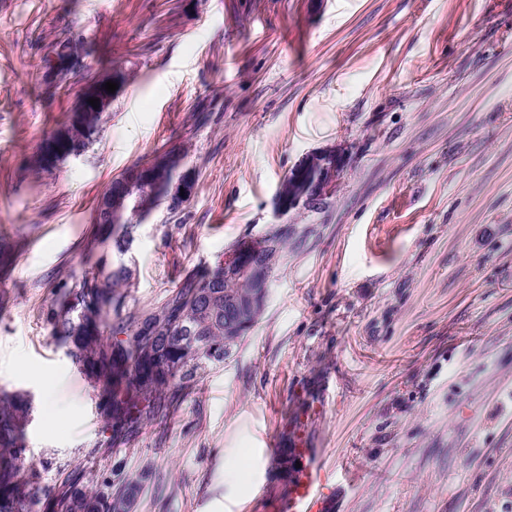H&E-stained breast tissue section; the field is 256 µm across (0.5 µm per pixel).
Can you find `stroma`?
<instances>
[{"instance_id":"stroma-1","label":"stroma","mask_w":512,"mask_h":512,"mask_svg":"<svg viewBox=\"0 0 512 512\" xmlns=\"http://www.w3.org/2000/svg\"><path fill=\"white\" fill-rule=\"evenodd\" d=\"M73 40L81 69L46 77ZM124 79L83 153L34 156L81 84ZM196 178L135 233L129 308L275 223L307 154L335 194L291 210L258 323L195 390L106 448L96 397L52 332L98 199L171 146ZM0 393L28 392L37 491L144 476L135 512H262L285 493L263 436L310 428L337 512H512V0H0Z\"/></svg>"}]
</instances>
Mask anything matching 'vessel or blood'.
I'll return each instance as SVG.
<instances>
[{
    "instance_id": "obj_1",
    "label": "vessel or blood",
    "mask_w": 512,
    "mask_h": 512,
    "mask_svg": "<svg viewBox=\"0 0 512 512\" xmlns=\"http://www.w3.org/2000/svg\"><path fill=\"white\" fill-rule=\"evenodd\" d=\"M293 434L300 466L292 472L287 494L271 502L272 512H334V474L324 451L308 447L301 428H294Z\"/></svg>"
}]
</instances>
